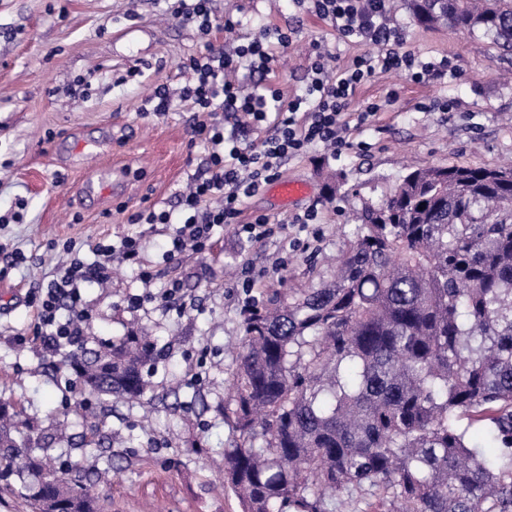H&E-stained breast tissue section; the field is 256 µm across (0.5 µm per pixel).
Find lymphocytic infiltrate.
Returning <instances> with one entry per match:
<instances>
[{"label": "lymphocytic infiltrate", "mask_w": 512, "mask_h": 512, "mask_svg": "<svg viewBox=\"0 0 512 512\" xmlns=\"http://www.w3.org/2000/svg\"><path fill=\"white\" fill-rule=\"evenodd\" d=\"M165 3L170 19L195 25L204 35L216 26L235 23L233 15L217 16L213 0ZM310 3L314 13L329 21L342 39L381 47V54L355 57L330 79L325 72L324 53L315 52L310 80L301 95L288 100L270 81L272 56L266 46L273 42L288 46L290 37L280 28H266L258 38L230 49L206 44L204 53L181 62V69L190 72L191 79L179 96H172L168 87L160 84L146 98V105L157 115L171 111L178 100L191 103L196 111L223 115L222 120L198 121L191 128L193 140L208 150L207 167L192 176L185 190L177 192L179 214L152 208L130 218L134 224H174L166 261L187 251L208 252L217 227L239 226L252 240L272 233L269 219L263 214L240 224L245 199L278 179L284 160L302 155L311 147L320 145L335 154L351 149L345 116L356 87L376 69L401 71L416 80L441 79L452 72L448 59L426 61L404 49L401 29L386 21L387 0ZM243 69L249 73L250 85L246 88L235 79ZM73 250V243H64L66 261L57 266L51 279L38 286L34 295L37 320L26 339L51 351L78 346L79 324L90 317L80 288L110 280L113 257L137 266L142 281L154 277L153 270L142 261L140 237L125 235L112 243H96V259L90 264L75 257Z\"/></svg>", "instance_id": "obj_1"}]
</instances>
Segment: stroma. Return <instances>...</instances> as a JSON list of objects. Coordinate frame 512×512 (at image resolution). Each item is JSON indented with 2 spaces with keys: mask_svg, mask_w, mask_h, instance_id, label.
<instances>
[{
  "mask_svg": "<svg viewBox=\"0 0 512 512\" xmlns=\"http://www.w3.org/2000/svg\"><path fill=\"white\" fill-rule=\"evenodd\" d=\"M388 6L405 49L450 58L453 76L415 81L376 71L352 98L351 111L379 107L372 121L350 125L353 149L335 156L317 146L285 161L282 178L307 183L306 196L291 204L265 191L246 199L242 221L269 215L279 226L273 237L255 243L227 228L208 254L167 264L172 225L129 218L173 208L176 192L205 170L207 153L192 144L191 126L209 115L184 102L163 115L144 111L151 90L164 84L179 93L190 80L179 68L183 59L201 54L206 42L235 46L267 27L291 37L288 47L273 46L270 75L289 99L307 83L313 45L333 55L335 71L371 45L339 38L308 5L291 0H215L217 14L232 11L240 24L207 37L166 19L163 0H0V396L17 400L40 430L65 426L71 460L108 438L113 484L100 512H240L234 494L219 489L214 461L232 438L223 409L247 296L294 294L330 280L328 260L347 247L354 210L389 193L407 166L512 158V54L478 33L421 26L404 0ZM446 100L447 112L439 108ZM361 142L368 151L358 150ZM312 208L318 223H294ZM138 232L155 278L142 282L113 261L111 281L83 291L93 314L86 335L116 340L147 326L152 399L140 406L116 396L107 408L83 411L65 402L72 372L62 353L19 340L36 319L28 295L63 260L60 243L75 241L89 261L95 242ZM247 268L258 276L249 294ZM174 277L191 304L185 312L126 303Z\"/></svg>",
  "mask_w": 512,
  "mask_h": 512,
  "instance_id": "35a3bbf8",
  "label": "stroma"
}]
</instances>
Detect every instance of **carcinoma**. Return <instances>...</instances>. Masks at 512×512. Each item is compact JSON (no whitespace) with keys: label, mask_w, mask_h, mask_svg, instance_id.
Listing matches in <instances>:
<instances>
[{"label":"carcinoma","mask_w":512,"mask_h":512,"mask_svg":"<svg viewBox=\"0 0 512 512\" xmlns=\"http://www.w3.org/2000/svg\"><path fill=\"white\" fill-rule=\"evenodd\" d=\"M425 27L512 51V0H405ZM333 278L243 312L224 421L241 512H512V165L417 168L356 210ZM153 344L131 330L64 362L98 399L139 400ZM482 432L477 443L470 429ZM0 397V486L32 512H99Z\"/></svg>","instance_id":"obj_1"}]
</instances>
